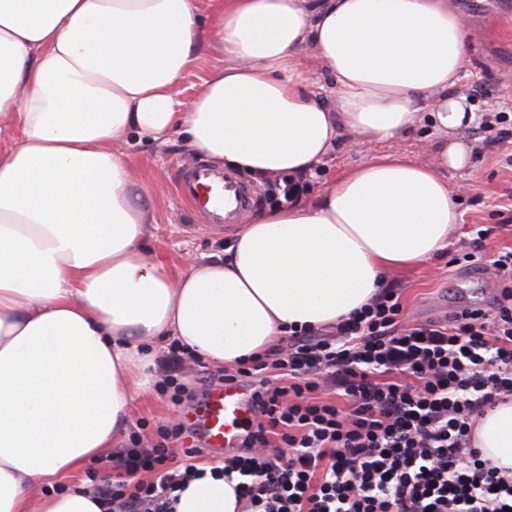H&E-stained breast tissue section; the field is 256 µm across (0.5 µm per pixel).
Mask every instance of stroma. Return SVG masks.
Wrapping results in <instances>:
<instances>
[{
  "label": "stroma",
  "instance_id": "obj_1",
  "mask_svg": "<svg viewBox=\"0 0 512 512\" xmlns=\"http://www.w3.org/2000/svg\"><path fill=\"white\" fill-rule=\"evenodd\" d=\"M453 4L466 16L471 33L458 92L473 103L475 114H512V0H453ZM226 63L221 53L202 51L177 86L182 105H190L210 74ZM465 136L473 142L474 153L469 167L448 175L462 220L447 250L432 262L388 275L389 284L401 291L405 320L412 325L445 321L449 310L456 308L490 309L496 284L457 263L456 258L478 248L486 252L512 249V143L492 141L490 134L473 128L466 130ZM437 138V131L426 121L407 136L379 147L352 137L341 138L336 149L305 174L308 194L316 196L344 171L367 162L379 150L427 160ZM124 149L136 187L151 193L144 247L174 274L200 256L223 254L237 226L219 229L205 224L175 190L180 171L199 158L186 137L173 134L155 140L133 135ZM480 229L485 230V239L477 238ZM215 370L210 363L201 367L162 358L154 377L146 385L132 388L122 447H171L181 409L172 402L171 392L160 391L159 380L172 376L192 390L204 372Z\"/></svg>",
  "mask_w": 512,
  "mask_h": 512
}]
</instances>
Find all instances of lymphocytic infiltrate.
I'll use <instances>...</instances> for the list:
<instances>
[{"instance_id":"f902f5d3","label":"lymphocytic infiltrate","mask_w":512,"mask_h":512,"mask_svg":"<svg viewBox=\"0 0 512 512\" xmlns=\"http://www.w3.org/2000/svg\"><path fill=\"white\" fill-rule=\"evenodd\" d=\"M464 261L492 274V309L407 326L394 288L335 331H289L222 382L252 390L255 418L220 474H239L245 512H512V476L471 445L474 417L512 399V250ZM342 397L347 409L334 399ZM127 449L124 512H170L195 464Z\"/></svg>"}]
</instances>
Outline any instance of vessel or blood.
Returning a JSON list of instances; mask_svg holds the SVG:
<instances>
[{
    "label": "vessel or blood",
    "instance_id": "b4317fda",
    "mask_svg": "<svg viewBox=\"0 0 512 512\" xmlns=\"http://www.w3.org/2000/svg\"><path fill=\"white\" fill-rule=\"evenodd\" d=\"M181 194L211 224H235L255 200L254 189L236 174L193 162L179 182ZM253 418L246 388L227 383L210 387L204 399L188 411V422L202 431L208 448L236 449L244 423Z\"/></svg>",
    "mask_w": 512,
    "mask_h": 512
}]
</instances>
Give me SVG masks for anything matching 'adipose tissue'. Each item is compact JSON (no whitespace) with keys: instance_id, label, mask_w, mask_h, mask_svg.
Masks as SVG:
<instances>
[{"instance_id":"obj_1","label":"adipose tissue","mask_w":512,"mask_h":512,"mask_svg":"<svg viewBox=\"0 0 512 512\" xmlns=\"http://www.w3.org/2000/svg\"><path fill=\"white\" fill-rule=\"evenodd\" d=\"M0 0V512H112L82 485L43 494L118 447L149 343L232 369L288 327L336 325L386 272L445 250L461 219L445 177L467 168L475 119L456 87L469 50L449 0ZM336 84L310 85L303 47ZM228 64L177 111L201 48ZM428 117L435 160L382 152L315 199L253 216L222 260L179 275L145 251L130 135L185 133L214 165L310 171L347 134L380 144ZM512 469V400L473 420ZM174 512H244L204 472Z\"/></svg>"}]
</instances>
